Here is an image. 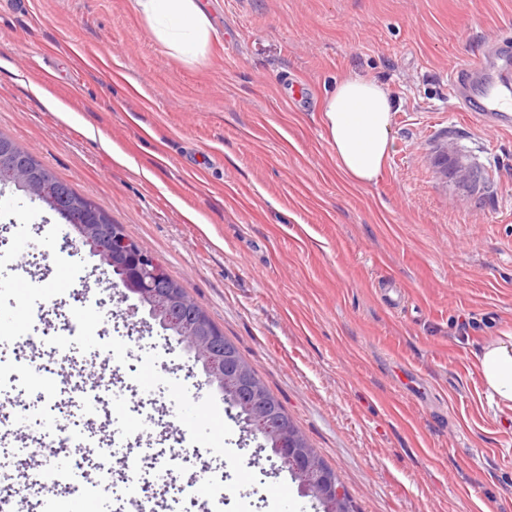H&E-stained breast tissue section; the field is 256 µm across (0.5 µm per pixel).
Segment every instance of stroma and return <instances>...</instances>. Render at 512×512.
Listing matches in <instances>:
<instances>
[{
    "mask_svg": "<svg viewBox=\"0 0 512 512\" xmlns=\"http://www.w3.org/2000/svg\"><path fill=\"white\" fill-rule=\"evenodd\" d=\"M216 29L194 65L146 33L131 0L0 5V132L100 205L185 288L281 400L361 512H512V412L487 401L478 355L512 333V128L471 120L450 69L512 34V0H203ZM377 78L395 100V149L378 184L336 169L321 105L338 80ZM305 83L310 103L293 99ZM455 147L488 181L474 195L444 178ZM0 225L24 222L0 282L16 325L47 344L0 335V363L50 368L51 389L0 397V424L94 431L91 448L48 449L102 479L94 512H126L130 466L162 512H200L208 491L273 512H317L267 442L226 407L193 353L136 296L109 288L99 259L73 270L67 224L0 184ZM95 332L50 344L64 323ZM140 364L95 420L85 387ZM430 385L418 402L398 371ZM203 395L222 407L216 447H190L180 413ZM175 463L151 470L157 435ZM18 449L0 445V497L24 512L79 498L29 486Z\"/></svg>",
    "mask_w": 512,
    "mask_h": 512,
    "instance_id": "35a3bbf8",
    "label": "stroma"
}]
</instances>
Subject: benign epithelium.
I'll list each match as a JSON object with an SVG mask.
<instances>
[{"instance_id": "7a95c632", "label": "benign epithelium", "mask_w": 512, "mask_h": 512, "mask_svg": "<svg viewBox=\"0 0 512 512\" xmlns=\"http://www.w3.org/2000/svg\"><path fill=\"white\" fill-rule=\"evenodd\" d=\"M448 167L456 182L472 187L482 180V172L465 155L450 157ZM12 182L34 196L42 195L41 183L26 170H13ZM77 237L66 238L65 244L76 253L81 247L98 256L101 265L122 272L118 280L109 281L122 296L131 293L148 304L162 326L177 337L180 344L194 351L202 363L207 384L224 387L231 379L224 364V335L210 327L207 313L180 292L160 293L155 286L167 280V274L141 246L131 241L119 224H105L101 215L88 212L84 223L75 228ZM274 441L282 466L299 480L303 492L318 500L326 512H353L346 505V493L336 476L325 470L319 459L299 445L288 432V426L276 428Z\"/></svg>"}]
</instances>
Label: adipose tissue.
<instances>
[{"label":"adipose tissue","mask_w":512,"mask_h":512,"mask_svg":"<svg viewBox=\"0 0 512 512\" xmlns=\"http://www.w3.org/2000/svg\"><path fill=\"white\" fill-rule=\"evenodd\" d=\"M150 36L166 53L185 64L198 62L215 32L200 0H132ZM394 98L388 86L352 73L322 106V122L339 173L351 184L380 179L395 139ZM488 397L502 412L512 411V335L486 344L478 357Z\"/></svg>","instance_id":"1"}]
</instances>
